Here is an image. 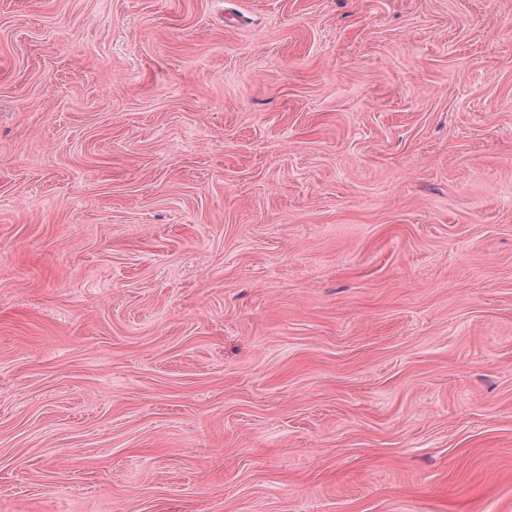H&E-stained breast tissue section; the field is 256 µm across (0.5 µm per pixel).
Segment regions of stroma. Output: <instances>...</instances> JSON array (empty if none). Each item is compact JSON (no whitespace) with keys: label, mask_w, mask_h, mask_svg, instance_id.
I'll list each match as a JSON object with an SVG mask.
<instances>
[{"label":"stroma","mask_w":512,"mask_h":512,"mask_svg":"<svg viewBox=\"0 0 512 512\" xmlns=\"http://www.w3.org/2000/svg\"><path fill=\"white\" fill-rule=\"evenodd\" d=\"M0 512H512V0H0Z\"/></svg>","instance_id":"stroma-1"}]
</instances>
